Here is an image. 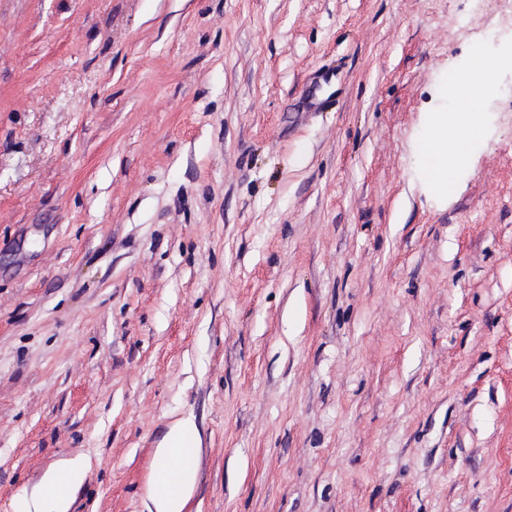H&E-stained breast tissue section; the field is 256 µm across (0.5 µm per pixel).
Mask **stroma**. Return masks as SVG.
Segmentation results:
<instances>
[{
    "label": "stroma",
    "mask_w": 512,
    "mask_h": 512,
    "mask_svg": "<svg viewBox=\"0 0 512 512\" xmlns=\"http://www.w3.org/2000/svg\"><path fill=\"white\" fill-rule=\"evenodd\" d=\"M501 0H0V512H512V65L433 193L449 74ZM331 109L301 113L316 70ZM448 86L453 93L464 86L459 76H451L442 89L443 104L428 112L426 126L417 145L420 165L431 181L433 188L440 194L448 192V183L458 161L466 158L472 149L467 130L474 127L470 113H458L455 121H448ZM448 148H453L448 153ZM200 437L192 415L173 420L155 448L146 484L148 512H184L194 494ZM88 460H68L47 472L39 492L28 498L15 499L14 512H69L74 494L82 486L90 471Z\"/></svg>",
    "instance_id": "obj_1"
}]
</instances>
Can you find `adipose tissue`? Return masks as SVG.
Instances as JSON below:
<instances>
[{
  "label": "adipose tissue",
  "instance_id": "obj_1",
  "mask_svg": "<svg viewBox=\"0 0 512 512\" xmlns=\"http://www.w3.org/2000/svg\"><path fill=\"white\" fill-rule=\"evenodd\" d=\"M468 113L449 119L447 106L429 113L417 145L420 165L433 188L447 193L455 165L472 149ZM200 437L192 416L173 420L154 453L146 484L148 512H184L194 494ZM86 460H68L47 472L39 492L18 496L15 512H69L76 491L90 471Z\"/></svg>",
  "mask_w": 512,
  "mask_h": 512
}]
</instances>
